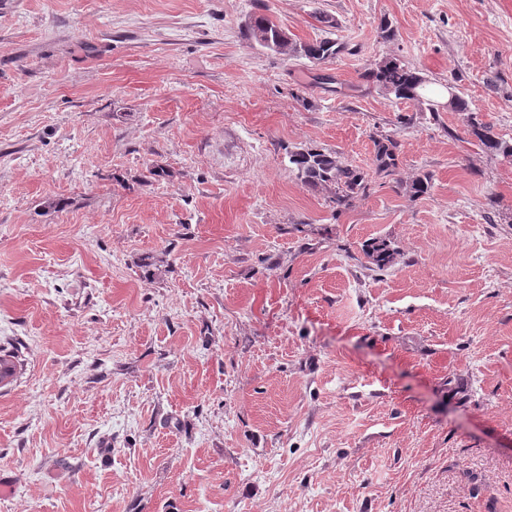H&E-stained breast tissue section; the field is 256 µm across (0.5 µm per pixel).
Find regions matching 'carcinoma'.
Masks as SVG:
<instances>
[{"instance_id": "obj_1", "label": "carcinoma", "mask_w": 512, "mask_h": 512, "mask_svg": "<svg viewBox=\"0 0 512 512\" xmlns=\"http://www.w3.org/2000/svg\"><path fill=\"white\" fill-rule=\"evenodd\" d=\"M246 37L258 46L286 58L304 56L326 62L336 58L343 49L342 43L328 36L311 43L298 42L291 37L288 30L279 26L267 14L249 18ZM366 80L397 100L415 102L429 112L437 111L435 101L428 94V80L396 59H387L377 64L376 68L366 74ZM452 111L467 113L470 132L485 149L512 157V144L499 138L491 125L479 121L468 100L457 96ZM375 147V174L383 178L396 175L399 168L397 144L392 139L383 137L375 141ZM288 161L304 188L309 191L331 192L338 209L346 207L367 190L365 173L348 165L335 152L300 148L289 152ZM366 256L378 270L384 269L392 261V253L384 241L370 244L366 249ZM18 368L19 363L15 356L0 354V385L10 383Z\"/></svg>"}]
</instances>
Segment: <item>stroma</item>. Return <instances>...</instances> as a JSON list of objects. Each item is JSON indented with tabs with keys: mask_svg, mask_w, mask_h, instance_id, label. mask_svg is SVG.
I'll list each match as a JSON object with an SVG mask.
<instances>
[{
	"mask_svg": "<svg viewBox=\"0 0 512 512\" xmlns=\"http://www.w3.org/2000/svg\"><path fill=\"white\" fill-rule=\"evenodd\" d=\"M388 58L512 142V0H0V512H512V157ZM246 37L258 46L286 58L304 56L319 62L335 59L344 48L342 43L328 36L311 43L297 42L288 30L279 26L267 14L253 15L249 18ZM366 80L397 100L415 102L420 108L425 105V110L433 114L439 112L435 101L428 94L429 81L397 59H387L377 64L376 68L366 74ZM454 88L448 85V100L445 103V107L451 109L452 103L455 104L451 109L454 112H468L467 123L470 127L471 134L477 138L480 144L489 151L502 153L504 156L512 157V144L502 140L493 131V127L490 124L480 122L477 119L475 108H472V104L460 95H457ZM374 172L382 178L394 176L399 168L397 144L388 137L375 140ZM288 161L304 188L330 191L336 209L345 208L367 190L365 173L348 165L335 152L300 148L289 152Z\"/></svg>",
	"mask_w": 512,
	"mask_h": 512,
	"instance_id": "35a3bbf8",
	"label": "stroma"
}]
</instances>
